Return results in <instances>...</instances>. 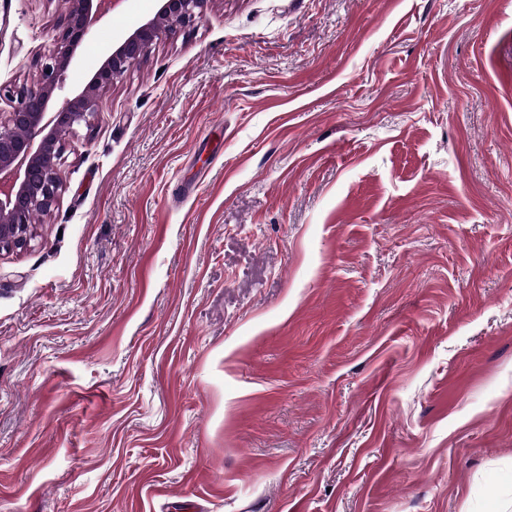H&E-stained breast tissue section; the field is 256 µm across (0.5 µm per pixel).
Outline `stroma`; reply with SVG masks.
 <instances>
[{
	"instance_id": "stroma-1",
	"label": "stroma",
	"mask_w": 512,
	"mask_h": 512,
	"mask_svg": "<svg viewBox=\"0 0 512 512\" xmlns=\"http://www.w3.org/2000/svg\"><path fill=\"white\" fill-rule=\"evenodd\" d=\"M99 105L0 253V512H512V0H209Z\"/></svg>"
}]
</instances>
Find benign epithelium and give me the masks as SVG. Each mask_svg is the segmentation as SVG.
Returning a JSON list of instances; mask_svg holds the SVG:
<instances>
[{"label":"benign epithelium","instance_id":"obj_1","mask_svg":"<svg viewBox=\"0 0 512 512\" xmlns=\"http://www.w3.org/2000/svg\"><path fill=\"white\" fill-rule=\"evenodd\" d=\"M122 0H63L65 5L50 61L29 85L9 92L16 104L0 113V252L24 249L34 237L33 216L55 207L61 184L58 168L76 126L97 112L100 95L148 47L189 24L208 0H160L154 17L107 55L80 91L64 98V76L76 49L94 24ZM26 134H20V130Z\"/></svg>","mask_w":512,"mask_h":512}]
</instances>
